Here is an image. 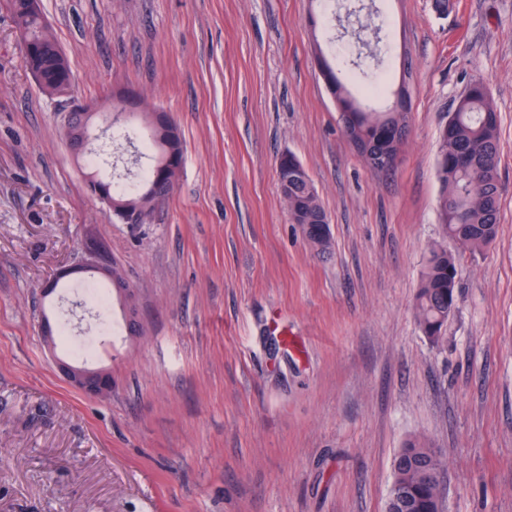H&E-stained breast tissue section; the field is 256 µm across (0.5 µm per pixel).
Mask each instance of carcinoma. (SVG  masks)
<instances>
[{
    "label": "carcinoma",
    "instance_id": "cac0c4a2",
    "mask_svg": "<svg viewBox=\"0 0 512 512\" xmlns=\"http://www.w3.org/2000/svg\"><path fill=\"white\" fill-rule=\"evenodd\" d=\"M8 6L20 40L27 44L28 60L41 70L44 80L70 83L73 72L69 60L57 43L50 27L37 14L19 12V0ZM322 78L336 88V104L343 113V131L359 145L362 155L389 149L395 136L394 124L405 120L393 112H370L348 90L346 84L327 61H322ZM142 119L151 137L145 149L153 153L154 165L146 171L139 185L116 190L112 183L90 179L91 190L112 200L109 210L115 219L125 214H149L157 205L150 194L151 186L162 185L169 196L177 183L183 164V143L175 123H158L157 113L143 112ZM500 120L487 83L476 79L455 99L453 111L442 128V148L437 174L441 184L438 209L443 218L445 236L459 247L478 252L496 238L499 226V202L502 192L498 162ZM296 221L310 208L323 210L319 196L306 194L303 182L291 191ZM456 256L448 248H431L416 298V318L424 335L431 341L440 339L442 328L456 304ZM445 462L428 439L416 436L394 458L393 479L388 491L387 512H394V499H403L405 512H441V498L435 486L425 482L421 471L444 469Z\"/></svg>",
    "mask_w": 512,
    "mask_h": 512
}]
</instances>
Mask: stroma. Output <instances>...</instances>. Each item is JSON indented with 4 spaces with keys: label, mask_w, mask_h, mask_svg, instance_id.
<instances>
[{
    "label": "stroma",
    "mask_w": 512,
    "mask_h": 512,
    "mask_svg": "<svg viewBox=\"0 0 512 512\" xmlns=\"http://www.w3.org/2000/svg\"><path fill=\"white\" fill-rule=\"evenodd\" d=\"M75 77L39 89L0 0V512H386L393 459L427 436L443 512H512V0H41ZM380 28L375 59L358 41ZM409 93L400 164L370 169L320 75ZM488 83L501 117L496 240L457 250L439 341L415 318L444 239L439 129ZM133 92L182 132L177 186L113 220L60 132L70 103ZM294 153L330 216L320 254L291 224ZM136 290L142 333L79 341L96 399L43 341L39 290L89 251ZM288 165L294 166L299 165L304 168L301 161L297 158V156L288 151ZM288 165L284 167L283 169L279 168V163L277 165V177L280 182L281 186V195L283 199L286 201L287 208H288V187H291L290 182L298 181L299 179H304L307 182V187L309 190V195L315 194V188L312 186L311 182L309 181L306 172L302 168H295L293 173L288 176ZM305 169V168H304ZM306 170V169H305ZM57 364L68 383L83 394L98 398L112 392V386H106L103 383L105 376L108 375L107 370H89L63 361H59ZM108 377L112 382V374H109Z\"/></svg>",
    "instance_id": "stroma-1"
}]
</instances>
